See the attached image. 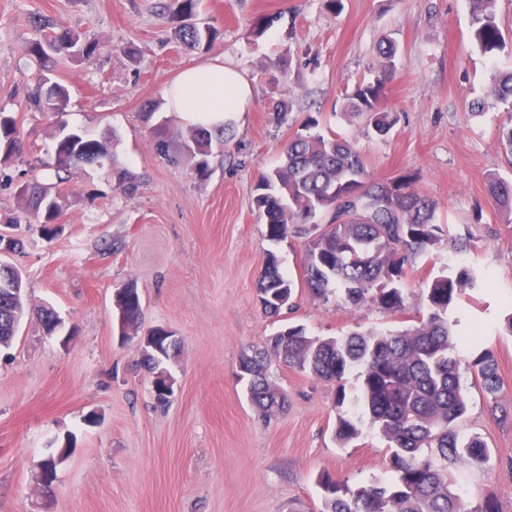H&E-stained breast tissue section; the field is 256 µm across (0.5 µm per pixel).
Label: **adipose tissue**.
Wrapping results in <instances>:
<instances>
[{"label":"adipose tissue","instance_id":"adipose-tissue-1","mask_svg":"<svg viewBox=\"0 0 512 512\" xmlns=\"http://www.w3.org/2000/svg\"><path fill=\"white\" fill-rule=\"evenodd\" d=\"M253 88L240 71L215 60L181 70L164 92L165 107L190 124H223L225 117L246 111Z\"/></svg>","mask_w":512,"mask_h":512}]
</instances>
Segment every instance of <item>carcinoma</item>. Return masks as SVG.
<instances>
[{
  "label": "carcinoma",
  "instance_id": "carcinoma-1",
  "mask_svg": "<svg viewBox=\"0 0 512 512\" xmlns=\"http://www.w3.org/2000/svg\"><path fill=\"white\" fill-rule=\"evenodd\" d=\"M498 0H469L470 24L477 44L488 54L503 50L505 40L497 22ZM200 0H167L163 8L187 19L177 30L190 49L209 47L218 38L211 25L190 22ZM37 37L28 47L38 70L28 91L30 106L44 112L46 87L63 103L69 88L51 77V62L58 55L93 58L99 40L84 33L57 30L47 17L33 21ZM398 47L388 38L378 47V69L370 80H362L346 93L345 111L361 117L375 135L387 136L399 121L398 113L384 107L388 84L395 72ZM489 94L504 105L505 119L500 139L505 154L512 157V70L491 76ZM161 103L143 113L151 124L156 152L177 165L170 153V119H155ZM230 127L189 126L182 134V154L205 168L214 146L230 141ZM55 144L56 181L53 193L42 196L38 186L18 193L26 212L43 219L45 232L64 216L65 201L60 185L72 170L111 158L107 142L84 129L59 128ZM0 151L5 163L22 155L24 143L15 118L0 115ZM418 176L406 172L392 178H370L364 155L355 139L325 134L315 119L306 121L288 142L278 165L263 173L256 186L254 204L267 225L273 242L288 234L306 238L302 284L308 295L323 304L338 298L353 305H374L395 315L408 307L410 295L402 283L417 260L442 241L443 228L436 223L438 204L421 194ZM138 176L121 174L118 189L132 196L139 189ZM486 193L501 213L512 221V182L491 175ZM328 214L326 224L318 223ZM482 274L463 264H450L447 273L436 276L422 290L419 303L427 313L403 330H370L345 336H313L302 325L279 330L267 345L244 355L247 367L244 386L249 402L266 417L286 408L285 394L269 376L271 361L326 382H340L351 371L360 381L355 406L368 417L387 442L389 462L396 473L390 483H373L351 489L326 475L319 480L323 492L321 512H496L486 499L473 508L464 504V492L454 480L451 467H480L488 459V448L477 436L464 437L457 422L468 408L461 381L460 362L453 355L457 338L448 318L454 301L466 289L481 288ZM12 267L0 261V345L10 346L24 313V295L16 298L4 288H22ZM257 297L264 311L277 317L293 307L294 284L279 270L278 259L269 254L257 282ZM126 329L137 327L142 315L138 292L131 288L116 300ZM483 391L496 397L501 388L494 356L485 352L468 364ZM338 400L334 440L341 447L358 439V421L343 410Z\"/></svg>",
  "mask_w": 512,
  "mask_h": 512
}]
</instances>
